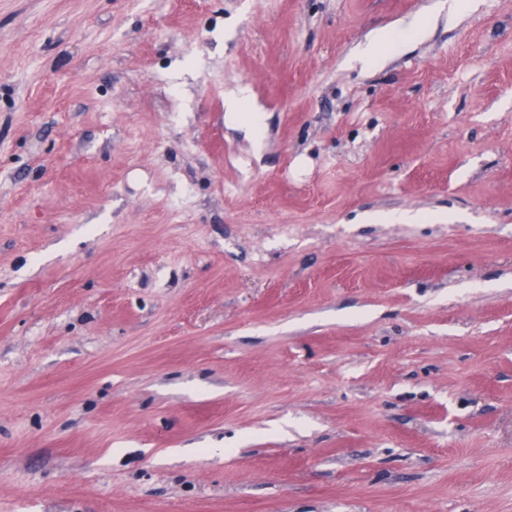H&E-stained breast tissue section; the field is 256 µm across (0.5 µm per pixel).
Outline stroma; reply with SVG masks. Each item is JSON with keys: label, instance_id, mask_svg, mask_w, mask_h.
<instances>
[{"label": "stroma", "instance_id": "35a3bbf8", "mask_svg": "<svg viewBox=\"0 0 512 512\" xmlns=\"http://www.w3.org/2000/svg\"><path fill=\"white\" fill-rule=\"evenodd\" d=\"M0 512H512V0H0ZM386 38L382 35L365 43L356 53L354 60L363 66L376 63L383 55ZM251 99V90L248 86H239L231 95L225 97L224 112L228 113L230 119L242 122L253 129L255 134V145L260 150L262 148V117L248 111V103Z\"/></svg>", "mask_w": 512, "mask_h": 512}]
</instances>
